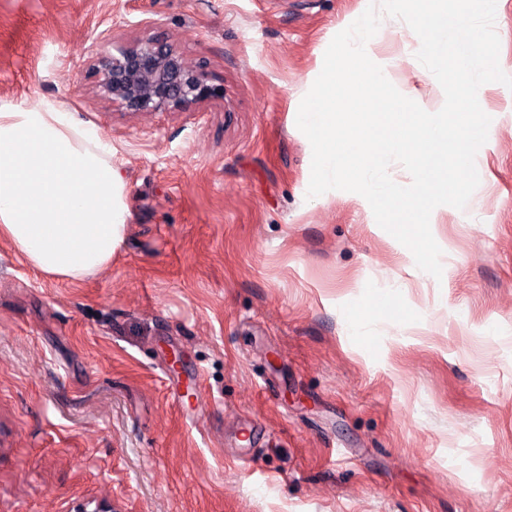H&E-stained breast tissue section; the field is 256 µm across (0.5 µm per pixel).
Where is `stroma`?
I'll list each match as a JSON object with an SVG mask.
<instances>
[{
    "label": "stroma",
    "instance_id": "stroma-1",
    "mask_svg": "<svg viewBox=\"0 0 512 512\" xmlns=\"http://www.w3.org/2000/svg\"><path fill=\"white\" fill-rule=\"evenodd\" d=\"M368 2L0 0V112L96 126L131 211L78 283L0 247V512H512V89L478 90L480 183L431 215L434 278L361 195L306 196L298 107ZM154 33L223 100L99 95L91 43ZM420 45L391 17L368 42L433 113Z\"/></svg>",
    "mask_w": 512,
    "mask_h": 512
}]
</instances>
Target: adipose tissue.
Segmentation results:
<instances>
[{
    "mask_svg": "<svg viewBox=\"0 0 512 512\" xmlns=\"http://www.w3.org/2000/svg\"><path fill=\"white\" fill-rule=\"evenodd\" d=\"M112 146L53 105L0 112V243L43 275L112 269L131 213Z\"/></svg>",
    "mask_w": 512,
    "mask_h": 512,
    "instance_id": "ef3b65f1",
    "label": "adipose tissue"
}]
</instances>
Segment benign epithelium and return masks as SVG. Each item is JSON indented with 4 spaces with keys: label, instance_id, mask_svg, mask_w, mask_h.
I'll return each mask as SVG.
<instances>
[{
    "label": "benign epithelium",
    "instance_id": "obj_1",
    "mask_svg": "<svg viewBox=\"0 0 512 512\" xmlns=\"http://www.w3.org/2000/svg\"><path fill=\"white\" fill-rule=\"evenodd\" d=\"M97 90L126 112H181L224 99V85L199 68L187 67L180 52L159 34L130 44L96 39L89 48Z\"/></svg>",
    "mask_w": 512,
    "mask_h": 512
}]
</instances>
